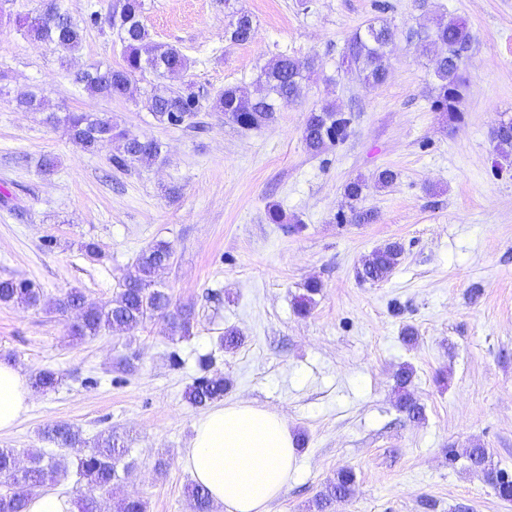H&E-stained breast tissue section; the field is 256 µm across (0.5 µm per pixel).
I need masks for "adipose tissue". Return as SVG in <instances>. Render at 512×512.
<instances>
[{"instance_id": "obj_1", "label": "adipose tissue", "mask_w": 512, "mask_h": 512, "mask_svg": "<svg viewBox=\"0 0 512 512\" xmlns=\"http://www.w3.org/2000/svg\"><path fill=\"white\" fill-rule=\"evenodd\" d=\"M30 397L21 370L0 361V431L15 426ZM182 461L224 512H270L297 472L295 440L286 417L246 401L203 414Z\"/></svg>"}]
</instances>
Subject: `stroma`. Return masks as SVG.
<instances>
[{
    "label": "stroma",
    "mask_w": 512,
    "mask_h": 512,
    "mask_svg": "<svg viewBox=\"0 0 512 512\" xmlns=\"http://www.w3.org/2000/svg\"><path fill=\"white\" fill-rule=\"evenodd\" d=\"M154 39L194 65L185 82L214 92L254 88L281 54L314 58L300 98L274 122L243 130L213 112L201 129L158 123L143 104L144 80L127 99L93 100L74 85L84 65L122 61L106 24L87 29L77 51L33 45L0 24V279H28L53 300L80 289L111 300L142 249L170 242L159 278L173 306L194 311L190 336L171 338L165 319L132 332L72 339L74 313L0 305V359L27 377L51 369L53 391L33 392L29 409L0 448L67 462L85 448H59L42 429L65 422L91 438L113 432L133 469L119 492L147 512H192V478L181 457L202 409L185 391L199 360L224 375L225 402L246 400L283 413L298 437V473L270 512H308L344 469L354 491L330 512H512L465 452L487 448L512 474V157L492 132L512 117V0H237L255 35L224 37V0H144ZM466 20L473 42L458 119L435 111L431 55L397 39L384 84H366L341 65L367 20L398 30L422 15ZM42 92L47 109L111 113L130 133L162 144L161 161L113 166L114 143L87 152L43 114L18 101ZM327 102L354 115L348 137L318 156L303 142L309 110ZM53 154L43 175L38 163ZM389 188L368 187L369 224L343 222L344 187L380 170ZM277 207L286 224L272 223ZM302 231H287V223ZM405 251L382 283H359L362 260L386 241ZM96 243L98 257L86 256ZM321 290L308 315L296 297L309 280ZM413 327L417 340L404 343ZM241 343L220 347L225 330ZM411 366L423 408L408 420L395 406V374ZM170 465L158 473V458Z\"/></svg>",
    "instance_id": "35a3bbf8"
}]
</instances>
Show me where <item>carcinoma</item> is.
<instances>
[{"instance_id": "cac0c4a2", "label": "carcinoma", "mask_w": 512, "mask_h": 512, "mask_svg": "<svg viewBox=\"0 0 512 512\" xmlns=\"http://www.w3.org/2000/svg\"><path fill=\"white\" fill-rule=\"evenodd\" d=\"M51 3L55 9L53 14H45L37 8L17 15L18 31L36 44L51 43L72 52L80 48L86 27L106 23L119 40L122 63L112 66L91 62L76 74L75 83L92 97L112 100L131 93V83L139 75L149 83L145 103L160 124L194 128L199 114L208 111L222 114L225 121L241 129H259L275 119L281 105L295 101L299 86L314 73V59L280 54L261 69L253 92L246 87L227 86L212 96L204 90L195 91L190 85L177 87L170 83L169 76L175 71L186 73L191 66L190 59L179 47L152 37L142 20L144 0H115L104 20L96 11L82 19L74 17L66 6V0H51ZM254 32L253 19L248 12L242 9L233 12L227 28L230 42L245 43L253 38ZM405 38L423 52L435 43L446 48L443 56L434 59V105L437 111L455 118L460 112L466 87L463 67L472 42L467 23L452 17L446 22H422L407 30ZM395 39L396 32L388 23L371 19L350 37L342 65L359 71L366 82L380 85L387 78ZM19 106L28 112H42L45 100L38 93L30 92L20 99ZM47 121L62 128L76 145L87 151L105 140L117 143L118 154L112 157V164L119 169L127 170L138 163L156 161L162 153V145L156 139L132 135L100 112H52ZM351 123L352 113L332 102L311 110L303 130L307 151L319 155L345 139ZM493 141L495 150L500 154L512 148V119L499 123L493 131ZM367 187V181L359 177L344 188L353 223H369L374 218L371 211L360 207ZM172 253V246L166 241L148 245L128 269L112 299L103 305L87 302L81 290L72 288L54 300L49 309L64 312L82 308L83 318L70 328L71 335L80 340L94 338L106 330L124 333L159 315L168 319L171 335L188 336L192 328L191 311L183 308L171 310V295L157 281L160 269ZM403 254L404 246L400 241L383 243L362 262L356 271L357 279L369 284L385 281ZM304 288L305 293L295 301V308L302 315L310 312L314 304L313 295L320 291L321 285L311 280ZM2 303L35 309L45 306L41 288L30 280H0ZM412 376L413 371L409 367H403L397 373V405L409 418L418 419L422 415V407L408 392ZM32 385L41 391H50L58 385V377L51 370H41L35 375ZM226 387L223 375H203L188 388L187 398L192 405L205 407L223 399ZM44 435L61 448H75L85 443L91 445V453L75 463V475L83 484L82 512H97L100 498L113 501L114 512H146V503L138 497L114 499L120 480L119 466L128 449L112 433H101L88 441L80 430L55 424L45 429ZM466 457L470 467L485 472L500 498L512 500V475L493 468L483 446L473 445L466 451ZM17 460L15 449L0 448V485L6 486L0 492V512H24L30 498L68 475V467L53 458L46 460L33 453L29 456V464L21 471L17 470ZM353 484L352 471L340 472L315 498L313 512H327L333 501L350 496ZM191 498L194 512H210L209 492L202 485L192 486Z\"/></svg>"}]
</instances>
